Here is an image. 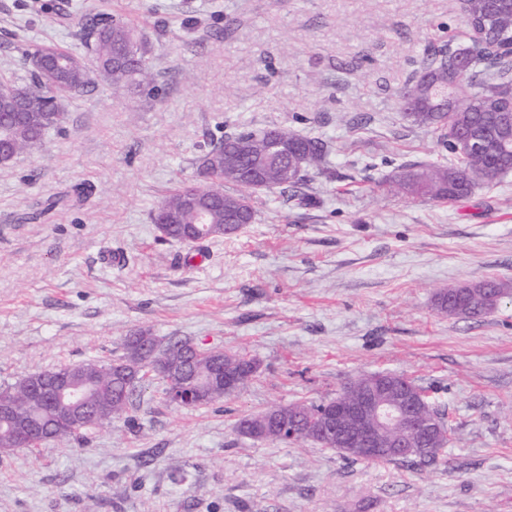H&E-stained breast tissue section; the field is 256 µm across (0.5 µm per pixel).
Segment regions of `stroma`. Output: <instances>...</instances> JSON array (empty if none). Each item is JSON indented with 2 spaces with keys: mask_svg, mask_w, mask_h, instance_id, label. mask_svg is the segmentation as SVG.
I'll use <instances>...</instances> for the list:
<instances>
[{
  "mask_svg": "<svg viewBox=\"0 0 512 512\" xmlns=\"http://www.w3.org/2000/svg\"><path fill=\"white\" fill-rule=\"evenodd\" d=\"M89 10L146 36L161 90L88 89L64 101L62 133L0 165V385L118 357L139 330L259 370L207 407L155 380L132 424L0 451V512H512V172L455 205L386 186L404 163L448 160L395 93L464 31L461 0H0V80L25 77L32 45L80 49ZM228 123L329 139L330 170L310 174L305 206L254 193L257 220L188 266L150 213ZM488 278L504 288L491 314L437 311L436 293ZM374 372L431 388L451 433L434 462L235 430Z\"/></svg>",
  "mask_w": 512,
  "mask_h": 512,
  "instance_id": "35a3bbf8",
  "label": "stroma"
}]
</instances>
